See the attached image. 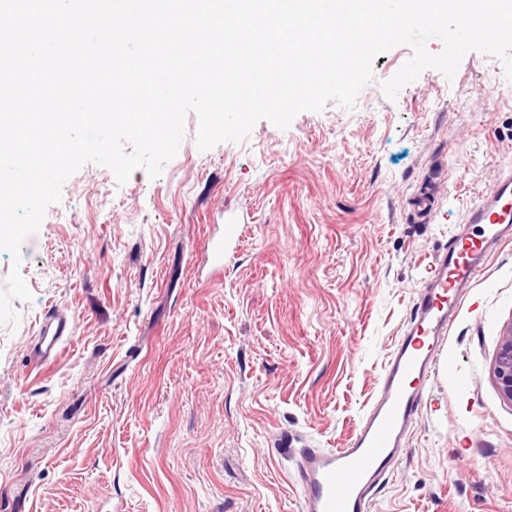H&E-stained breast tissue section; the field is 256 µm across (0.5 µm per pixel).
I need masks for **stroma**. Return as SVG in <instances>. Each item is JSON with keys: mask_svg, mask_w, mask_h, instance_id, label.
I'll return each instance as SVG.
<instances>
[{"mask_svg": "<svg viewBox=\"0 0 512 512\" xmlns=\"http://www.w3.org/2000/svg\"><path fill=\"white\" fill-rule=\"evenodd\" d=\"M374 60L353 108L266 120L203 152L188 114L160 177L87 164L20 259L32 294L0 326V512H298L278 448H338L378 393L433 258L512 172V82L472 52L396 100L411 57ZM433 187L431 217L410 199ZM247 216L212 277L221 216ZM76 330L50 366L28 347L49 309ZM512 326V239L465 288L404 449L372 512H512V401L493 366Z\"/></svg>", "mask_w": 512, "mask_h": 512, "instance_id": "stroma-1", "label": "stroma"}]
</instances>
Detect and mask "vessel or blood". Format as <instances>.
<instances>
[{"label":"vessel or blood","mask_w":512,"mask_h":512,"mask_svg":"<svg viewBox=\"0 0 512 512\" xmlns=\"http://www.w3.org/2000/svg\"><path fill=\"white\" fill-rule=\"evenodd\" d=\"M464 221L481 226L482 235L451 237L437 255L413 317L389 355L379 394L356 435L342 448H302L291 453L295 482L301 489L300 512H372L374 494L422 404L421 386L435 374L441 345L459 313L462 288L481 272L487 250L512 237L511 172L500 175L479 196ZM238 235V221H226L210 241L205 265L223 270L224 245ZM74 330L72 314L48 310L30 346V360L38 365L53 363Z\"/></svg>","instance_id":"obj_1"}]
</instances>
